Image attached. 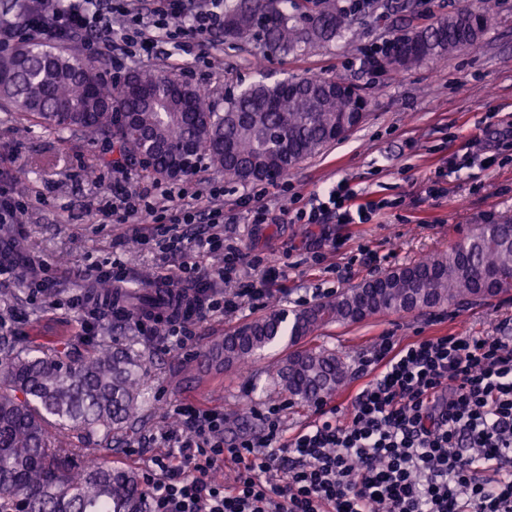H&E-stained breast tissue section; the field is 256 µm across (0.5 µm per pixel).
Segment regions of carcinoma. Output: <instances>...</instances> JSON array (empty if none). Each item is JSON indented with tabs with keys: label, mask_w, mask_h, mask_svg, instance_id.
Segmentation results:
<instances>
[{
	"label": "carcinoma",
	"mask_w": 512,
	"mask_h": 512,
	"mask_svg": "<svg viewBox=\"0 0 512 512\" xmlns=\"http://www.w3.org/2000/svg\"><path fill=\"white\" fill-rule=\"evenodd\" d=\"M360 0H224V40H258L270 52L323 47L352 27ZM495 0H479L394 38L400 58L389 72L410 69L478 45ZM81 38L66 48L24 42L0 53V100L20 119L67 142L81 130L103 140L119 160L136 164L153 151L149 172H187L207 159L224 179L241 184L273 180L342 140L366 118L362 90L344 77L258 80L224 97L218 112L199 88L165 69L112 83L101 64L80 54ZM512 291V218L476 224L450 251L388 270L310 307L276 305L216 340L211 361L226 368L256 359L283 339L293 350L278 369L283 389L301 401L334 395L347 369L336 353L308 344L319 329L370 317L412 312ZM149 273L129 297L137 318L157 304ZM145 357L113 350L99 339L77 356L66 342H35L25 352L0 340V512H145L146 491L133 468L102 457L112 440L140 418Z\"/></svg>",
	"instance_id": "cac0c4a2"
}]
</instances>
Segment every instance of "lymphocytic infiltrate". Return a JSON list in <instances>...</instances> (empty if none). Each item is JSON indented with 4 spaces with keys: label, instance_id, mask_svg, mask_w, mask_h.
<instances>
[{
    "label": "lymphocytic infiltrate",
    "instance_id": "f902f5d3",
    "mask_svg": "<svg viewBox=\"0 0 512 512\" xmlns=\"http://www.w3.org/2000/svg\"><path fill=\"white\" fill-rule=\"evenodd\" d=\"M17 21L0 25V51L29 38L61 39L81 31L90 58L118 68L178 40L192 54L201 38L224 24V0H153L149 12L112 0H60L44 12L41 0H18ZM385 200L360 199L347 183L322 191L297 209L296 224H367ZM103 222L137 224L149 218L141 245L161 262L176 260L170 281L199 282L196 254H220L217 275L228 281L243 264L261 279L243 294L215 296L209 312L260 309L282 276L272 256H247L224 235V192L209 184L155 191L135 185L113 195ZM185 224L203 225L195 238ZM369 380L346 414L318 400V419L287 435L278 409L263 414V430L224 440V413L181 405L179 431H165L164 453L142 465L146 512H512V336L421 337L402 344L379 337L361 360ZM232 483L218 481L219 467Z\"/></svg>",
    "mask_w": 512,
    "mask_h": 512
}]
</instances>
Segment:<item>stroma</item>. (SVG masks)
I'll use <instances>...</instances> for the list:
<instances>
[{
  "label": "stroma",
  "instance_id": "stroma-1",
  "mask_svg": "<svg viewBox=\"0 0 512 512\" xmlns=\"http://www.w3.org/2000/svg\"><path fill=\"white\" fill-rule=\"evenodd\" d=\"M476 4L477 0H418L417 7L404 14L365 17L335 44L288 55L267 57L258 42L232 44L215 37L200 44L202 60L195 64L172 41L160 43L159 55L130 63L133 71L172 69L210 92L219 104L228 92L263 76L274 82L337 74L367 92L369 117L361 127L275 181L240 185L225 181L208 165L200 173L201 178L224 185V212L230 219L225 235L245 252L270 254L284 262L286 274L272 288L281 307L303 308L420 256L448 252L473 225L512 217V141L490 147L485 135L486 130L512 125V0H497L478 50L389 75L372 73L363 56L373 44ZM17 126L15 113L0 103V187L12 185L20 171L28 186L19 223L0 224V244L7 246L12 259L46 263L49 272L38 294L16 281L0 280V315L14 316L11 339L20 347L37 339H63L83 350L88 324L115 348L140 341L151 362L143 387L144 417L114 440L113 466L139 468L140 456L128 453L133 445L160 453L162 447L153 438L176 427L175 408L183 403L222 410L228 439L259 432V412L278 405L285 408L283 421L289 432L315 420L314 403L297 402L273 383L288 347L264 352L245 371L208 367L204 353L216 339L254 318L249 307L224 316L194 311L196 338L183 350L164 337L140 336L135 320L114 310L96 311L90 264L120 257L132 288L143 271L159 269L156 255L136 243L148 225L104 224L98 215L129 168L109 165V147L84 133H73L63 143L36 126L19 136ZM91 166L96 172L90 177L86 170ZM439 168L447 171L441 179L443 192L432 199L426 188ZM341 181L390 200L391 208L368 224L332 220L308 226L252 224L239 205L242 196L262 190L273 206L299 207ZM370 253L377 256L378 266L366 264ZM75 295L87 300L82 311L64 307ZM55 301L61 302V309H52ZM501 329L512 335V292L476 304L330 325L317 331L313 342L335 350L347 365L343 390L330 398L344 411L365 382L359 374L360 357L378 337L410 342L422 336L481 335Z\"/></svg>",
  "mask_w": 512,
  "mask_h": 512
}]
</instances>
